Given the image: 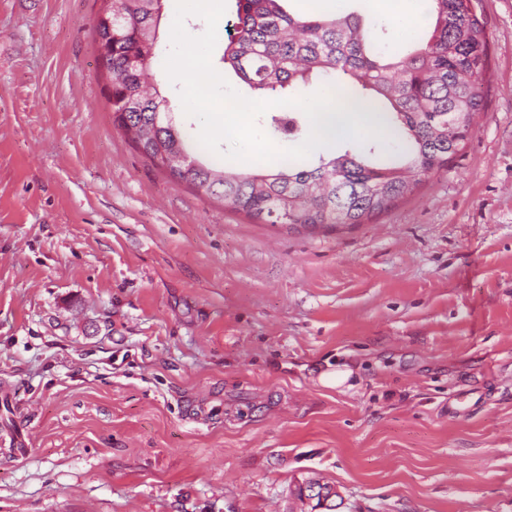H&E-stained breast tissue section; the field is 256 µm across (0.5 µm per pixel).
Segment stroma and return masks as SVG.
Segmentation results:
<instances>
[{
    "label": "stroma",
    "instance_id": "1",
    "mask_svg": "<svg viewBox=\"0 0 512 512\" xmlns=\"http://www.w3.org/2000/svg\"><path fill=\"white\" fill-rule=\"evenodd\" d=\"M473 5L489 71L464 152L371 222L311 231L134 148L101 0H0V512H301L309 477L341 512H512V0ZM326 12L389 53L433 23ZM174 15L150 72L192 142Z\"/></svg>",
    "mask_w": 512,
    "mask_h": 512
}]
</instances>
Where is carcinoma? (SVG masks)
I'll return each instance as SVG.
<instances>
[{
    "mask_svg": "<svg viewBox=\"0 0 512 512\" xmlns=\"http://www.w3.org/2000/svg\"><path fill=\"white\" fill-rule=\"evenodd\" d=\"M234 32L224 67L267 100L285 99L299 84L339 77L338 91L364 112H378L400 143V161L373 159L375 147L279 168L230 171L198 159L149 81L159 41L163 0H112V117L136 129L135 148L151 163L182 153L195 166L174 178L244 214L255 224L310 229L366 224L448 168L465 147L480 112L489 70L485 28L471 0H431L429 39L384 56L355 13L294 14L282 0H235ZM258 123L270 136L299 139L297 112L268 109Z\"/></svg>",
    "mask_w": 512,
    "mask_h": 512,
    "instance_id": "carcinoma-1",
    "label": "carcinoma"
}]
</instances>
